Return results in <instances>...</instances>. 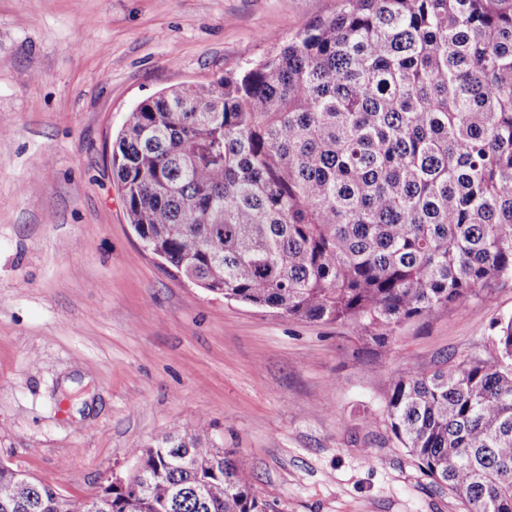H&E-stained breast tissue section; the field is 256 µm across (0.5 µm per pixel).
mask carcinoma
I'll return each mask as SVG.
<instances>
[{
    "label": "carcinoma",
    "instance_id": "cac0c4a2",
    "mask_svg": "<svg viewBox=\"0 0 512 512\" xmlns=\"http://www.w3.org/2000/svg\"><path fill=\"white\" fill-rule=\"evenodd\" d=\"M341 2L252 67L140 103L112 171L197 286L383 343L512 278V0ZM493 329L495 357L386 391L394 437L465 512H512V317ZM134 456L85 512H266L203 419ZM0 512L72 502L0 463Z\"/></svg>",
    "mask_w": 512,
    "mask_h": 512
}]
</instances>
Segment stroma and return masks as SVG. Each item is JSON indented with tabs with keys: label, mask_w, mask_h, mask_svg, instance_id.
I'll list each match as a JSON object with an SVG mask.
<instances>
[{
	"label": "stroma",
	"mask_w": 512,
	"mask_h": 512,
	"mask_svg": "<svg viewBox=\"0 0 512 512\" xmlns=\"http://www.w3.org/2000/svg\"><path fill=\"white\" fill-rule=\"evenodd\" d=\"M339 0H0V463L85 500L210 424L267 512H464L386 423L409 368L492 355L512 280L374 342L227 301L145 250L112 174L132 109L237 73Z\"/></svg>",
	"instance_id": "obj_1"
}]
</instances>
